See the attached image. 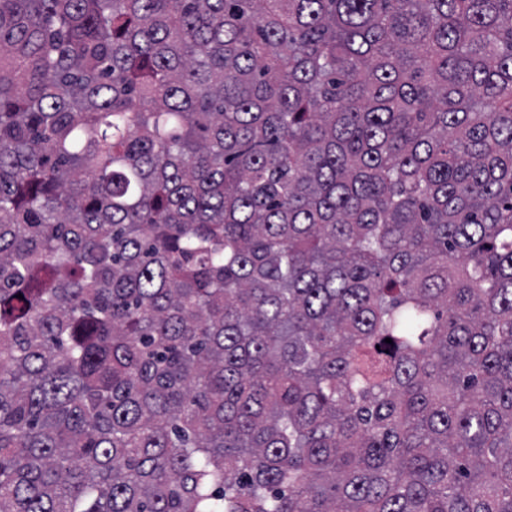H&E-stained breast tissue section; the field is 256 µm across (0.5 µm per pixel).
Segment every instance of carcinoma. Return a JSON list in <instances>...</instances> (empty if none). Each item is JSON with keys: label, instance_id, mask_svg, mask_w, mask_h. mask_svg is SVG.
Masks as SVG:
<instances>
[{"label": "carcinoma", "instance_id": "1", "mask_svg": "<svg viewBox=\"0 0 512 512\" xmlns=\"http://www.w3.org/2000/svg\"><path fill=\"white\" fill-rule=\"evenodd\" d=\"M0 512H512V0H0Z\"/></svg>", "mask_w": 512, "mask_h": 512}]
</instances>
